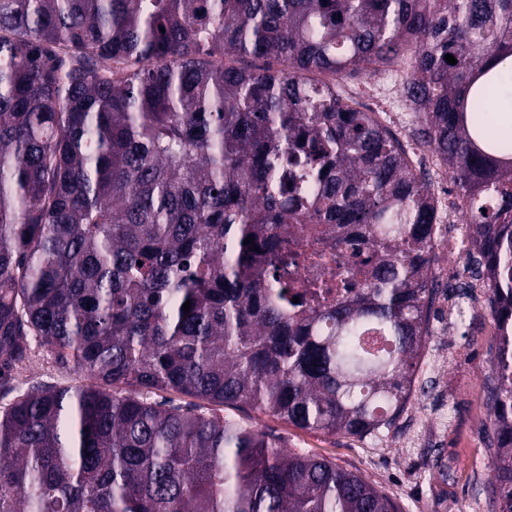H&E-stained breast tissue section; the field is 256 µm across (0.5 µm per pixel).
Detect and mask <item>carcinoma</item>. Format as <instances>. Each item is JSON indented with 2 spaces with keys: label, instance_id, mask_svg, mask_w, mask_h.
Wrapping results in <instances>:
<instances>
[{
  "label": "carcinoma",
  "instance_id": "1",
  "mask_svg": "<svg viewBox=\"0 0 512 512\" xmlns=\"http://www.w3.org/2000/svg\"><path fill=\"white\" fill-rule=\"evenodd\" d=\"M398 62L498 324L512 512V0H0V512H398L206 409L380 441L424 390L433 197L337 83ZM329 234L367 250L362 288L302 309L288 261ZM35 343L90 383L11 385Z\"/></svg>",
  "mask_w": 512,
  "mask_h": 512
}]
</instances>
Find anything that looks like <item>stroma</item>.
<instances>
[{
  "instance_id": "1",
  "label": "stroma",
  "mask_w": 512,
  "mask_h": 512,
  "mask_svg": "<svg viewBox=\"0 0 512 512\" xmlns=\"http://www.w3.org/2000/svg\"><path fill=\"white\" fill-rule=\"evenodd\" d=\"M487 289H477L465 323L440 326L431 347L440 356V376L422 398L423 419L402 415L383 441L330 436L301 430L251 410L217 407V414L273 430L283 449L326 458L358 473L392 497L401 512H488V467L483 425L488 387L495 381L492 357L497 338L487 306ZM41 382L78 386L86 379L35 348L19 386Z\"/></svg>"
}]
</instances>
